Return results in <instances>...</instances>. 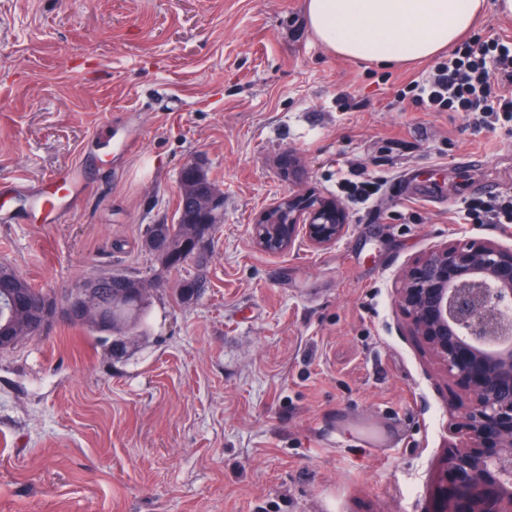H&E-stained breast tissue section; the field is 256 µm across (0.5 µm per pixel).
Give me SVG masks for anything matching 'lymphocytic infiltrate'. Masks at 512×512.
<instances>
[{"label": "lymphocytic infiltrate", "instance_id": "1", "mask_svg": "<svg viewBox=\"0 0 512 512\" xmlns=\"http://www.w3.org/2000/svg\"><path fill=\"white\" fill-rule=\"evenodd\" d=\"M512 43L491 38L464 42L434 67L431 77L407 85L414 102L428 112L463 113L480 130L499 122L512 124Z\"/></svg>", "mask_w": 512, "mask_h": 512}]
</instances>
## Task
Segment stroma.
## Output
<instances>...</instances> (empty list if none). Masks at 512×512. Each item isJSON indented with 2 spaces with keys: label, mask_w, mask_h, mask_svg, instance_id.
Returning <instances> with one entry per match:
<instances>
[{
  "label": "stroma",
  "mask_w": 512,
  "mask_h": 512,
  "mask_svg": "<svg viewBox=\"0 0 512 512\" xmlns=\"http://www.w3.org/2000/svg\"><path fill=\"white\" fill-rule=\"evenodd\" d=\"M304 5L0 0V263L56 298L115 269L157 285L122 355L61 322L0 352V512H433L460 387L410 336L396 281L463 236L512 246V224L465 214L487 185L512 196V127L398 101L431 62L340 58ZM189 162L224 222L183 304L142 239L176 223ZM77 163L61 223L24 215ZM355 171L381 190L346 203L335 245L254 244L261 209L336 199ZM342 416L392 446L331 443Z\"/></svg>",
  "instance_id": "stroma-1"
}]
</instances>
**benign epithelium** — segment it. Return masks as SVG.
<instances>
[{"mask_svg":"<svg viewBox=\"0 0 512 512\" xmlns=\"http://www.w3.org/2000/svg\"><path fill=\"white\" fill-rule=\"evenodd\" d=\"M346 210L335 201L289 194L260 211L254 243L289 251L298 236L316 248L349 231ZM105 277L87 278L59 302H32L34 334L56 321H75L98 299ZM398 304L419 336L464 394L458 404L437 512H512V247L484 238L459 239L431 248L401 276Z\"/></svg>","mask_w":512,"mask_h":512,"instance_id":"obj_1","label":"benign epithelium"}]
</instances>
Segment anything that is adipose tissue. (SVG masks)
I'll return each mask as SVG.
<instances>
[{
    "instance_id": "adipose-tissue-1",
    "label": "adipose tissue",
    "mask_w": 512,
    "mask_h": 512,
    "mask_svg": "<svg viewBox=\"0 0 512 512\" xmlns=\"http://www.w3.org/2000/svg\"><path fill=\"white\" fill-rule=\"evenodd\" d=\"M484 7L485 0H306V18L337 56L392 65L453 46Z\"/></svg>"
}]
</instances>
